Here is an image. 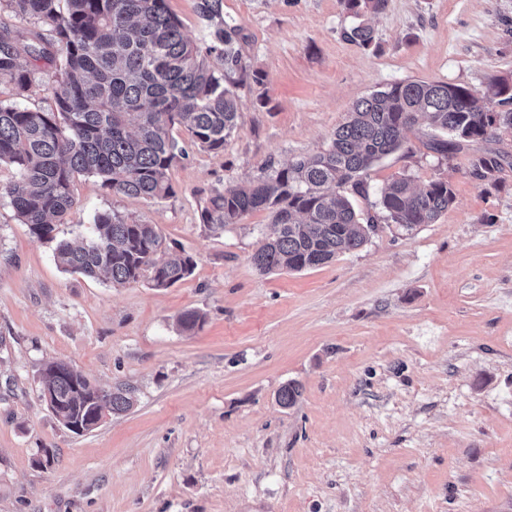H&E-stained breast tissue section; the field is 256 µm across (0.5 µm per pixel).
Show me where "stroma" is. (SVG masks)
<instances>
[{"mask_svg":"<svg viewBox=\"0 0 512 512\" xmlns=\"http://www.w3.org/2000/svg\"><path fill=\"white\" fill-rule=\"evenodd\" d=\"M224 20L265 75L238 88L224 149L176 131L188 157L163 199L78 177L58 227L74 237L105 211L157 225L190 277L115 288L63 271L0 197V512H512V166L482 181L476 147L445 158L417 126L351 201L374 213L407 176L448 181L452 206L299 272L253 267L267 212L217 232L200 220L204 191L323 151L389 84L512 82V0H386L366 49L344 38L340 0H224ZM58 75L43 67L21 98L0 84V101L50 110ZM191 310L205 323L186 332ZM48 360L132 388L133 407L70 433L40 397ZM290 381L303 395L284 409Z\"/></svg>","mask_w":512,"mask_h":512,"instance_id":"1","label":"stroma"}]
</instances>
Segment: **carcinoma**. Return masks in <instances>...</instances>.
I'll return each mask as SVG.
<instances>
[{"mask_svg":"<svg viewBox=\"0 0 512 512\" xmlns=\"http://www.w3.org/2000/svg\"><path fill=\"white\" fill-rule=\"evenodd\" d=\"M4 2L31 19L35 30L30 37L0 33V84L13 85L22 96L38 63L58 57L61 63L51 110L0 103V166L14 170L0 184V197L9 199L38 240L56 243L54 258L67 272L102 275L114 287L145 281L166 289L187 279L193 258L169 254L155 224H130L103 212L86 236L58 241L56 231L68 223L79 176H95L115 194L162 199L174 192L172 166L187 158L175 130L185 131L202 150L224 149L240 117L236 88L264 80L242 62L241 27L224 22L223 0H197V12L209 26L203 46L183 35L166 0ZM340 3L359 19L345 37L369 47L374 29L364 17L380 12L385 0ZM495 98L499 110L492 105ZM421 120L448 135L434 143L443 154L497 139L512 133V85L496 79L480 93L437 81L394 83L356 101L326 150L250 183L211 189L200 202L201 222L222 230L254 211L268 212L269 224L251 256L261 274L322 266L366 245L381 221L405 229L432 224L455 199L445 180L417 188L409 177L395 179L381 192L378 213L364 218L346 195L349 189L366 192L362 175L399 150ZM503 161L496 152L478 155L470 162L472 174L494 180ZM178 322L193 331L204 316L188 311ZM45 390L58 400L52 412L59 420L93 424L102 399L114 414L134 404L131 389L105 390L79 373H43L40 391ZM302 392L301 384L290 381L279 389L277 403L293 408Z\"/></svg>","mask_w":512,"mask_h":512,"instance_id":"cac0c4a2","label":"carcinoma"}]
</instances>
